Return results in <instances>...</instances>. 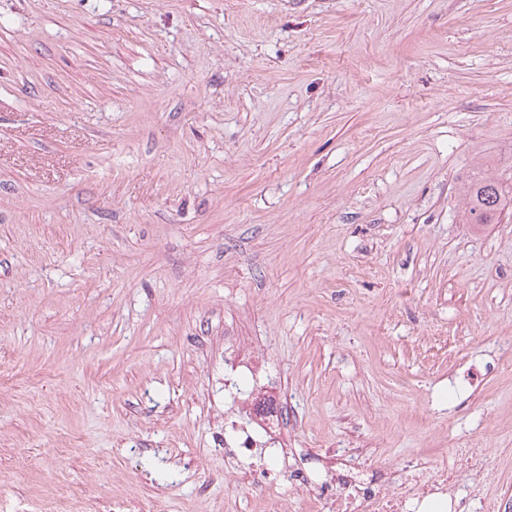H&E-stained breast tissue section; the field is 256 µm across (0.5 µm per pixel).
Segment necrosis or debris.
Segmentation results:
<instances>
[{
  "label": "necrosis or debris",
  "mask_w": 512,
  "mask_h": 512,
  "mask_svg": "<svg viewBox=\"0 0 512 512\" xmlns=\"http://www.w3.org/2000/svg\"><path fill=\"white\" fill-rule=\"evenodd\" d=\"M254 356L236 346L224 362V388L233 390L237 378L251 374L252 386L238 398L248 423L230 421L224 425V449L237 457L253 456L263 449L265 439L274 438L280 425L281 389L270 378L254 373ZM452 466L417 458L391 473L379 470L368 459L348 465L345 453L323 460L317 469L305 471L288 467L282 477L288 494L305 501L311 512H472L473 490L461 481L462 471H474L483 481H492V469L484 449L469 445L453 449Z\"/></svg>",
  "instance_id": "4bbe7bcc"
}]
</instances>
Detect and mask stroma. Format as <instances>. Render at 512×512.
<instances>
[{"label":"stroma","instance_id":"obj_1","mask_svg":"<svg viewBox=\"0 0 512 512\" xmlns=\"http://www.w3.org/2000/svg\"><path fill=\"white\" fill-rule=\"evenodd\" d=\"M512 0H0V512H261L224 339L299 466L487 448L512 491ZM462 190L465 201L463 223L481 227L499 223L506 210L511 215V178L500 180L475 169L464 181ZM255 360L252 351L244 346L233 347L228 358L224 361V390H233L236 386V379L243 373H250L252 386L246 393L237 397L241 413L250 417V423L224 420V455L229 452L237 458L252 457L257 450L266 452L262 437L268 438L272 443H278L280 448L274 450L282 453L287 448L276 440V428L281 426L279 405L282 404L281 389L278 383L271 377H264L260 372H255L252 363ZM271 403V409L264 413L257 411L259 403ZM232 452V453H231Z\"/></svg>","mask_w":512,"mask_h":512}]
</instances>
